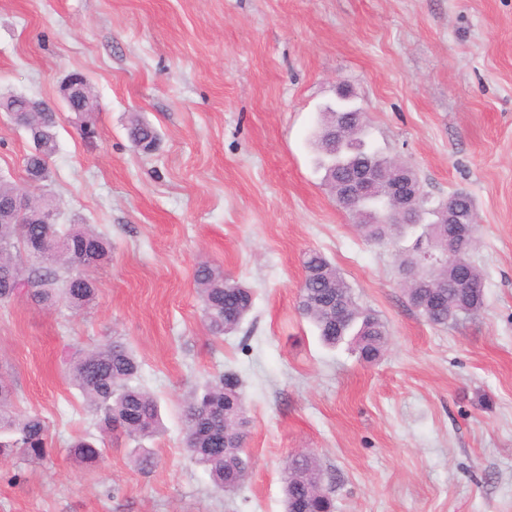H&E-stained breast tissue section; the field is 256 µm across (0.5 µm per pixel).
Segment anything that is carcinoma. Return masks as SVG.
<instances>
[{
	"label": "carcinoma",
	"instance_id": "obj_1",
	"mask_svg": "<svg viewBox=\"0 0 512 512\" xmlns=\"http://www.w3.org/2000/svg\"><path fill=\"white\" fill-rule=\"evenodd\" d=\"M361 121L354 133L355 146L331 148L322 133L316 135L318 167L324 171L325 185L336 195L345 194L349 177L367 169L385 156L372 149L365 140L369 118L359 113ZM35 139L41 141L39 153L24 158L25 173L33 169L48 170V160L56 148L55 114L39 117ZM128 137L135 148L153 150L158 145L155 129L133 115L129 119ZM383 196L352 200L348 212L355 225L371 241L415 236L409 253L398 265V271L414 267L420 258L419 245L431 240L435 259L429 275L448 280V286L405 289L410 303L430 324L445 326L461 315H473L484 304V289L461 288L470 278L483 280L473 265H460L448 258V225L438 223L441 201L422 194L420 207L428 219L420 224H407L404 217L382 202ZM46 197L30 200L32 223L12 224L0 221V303H9L24 294L32 301L52 306L60 302L72 309L89 307L96 299L97 286L93 272L105 262L108 241L83 225H75L60 233L58 225L42 224L40 218ZM370 217L371 224L362 220ZM63 242L69 264L85 266L78 280L65 275L63 258L46 254L47 247ZM305 287L300 289L297 308L317 330L323 344L335 347L351 340L360 357L371 361L385 347L389 330L378 314L358 305L349 318L336 322L328 318L327 305L334 299L356 301L353 288L336 266L321 252L310 250L303 255ZM195 285L203 303V321L213 336H224L238 330L253 309L254 291L241 281L226 276L217 267L203 263L195 271ZM140 363L129 346L114 340L98 344L73 358L68 367L70 382L80 391L86 408L98 421L99 429L112 435L123 434L141 441L156 437L162 428L156 398L133 384ZM185 447L194 462L209 475L219 492L232 493L248 477L246 464L236 448H243L249 434V419L243 385L239 376L228 370L201 391L193 393L182 405ZM49 428L38 414L19 409L16 389L0 375V454L15 452L30 461L41 460L49 453ZM70 453L80 464L97 463L104 449L93 438H80L70 446ZM285 512H333L330 492L322 486L317 458L296 466H287L284 479Z\"/></svg>",
	"mask_w": 512,
	"mask_h": 512
}]
</instances>
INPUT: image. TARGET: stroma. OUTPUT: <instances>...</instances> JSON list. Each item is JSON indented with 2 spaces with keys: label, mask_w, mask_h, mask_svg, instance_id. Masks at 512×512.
<instances>
[{
  "label": "stroma",
  "mask_w": 512,
  "mask_h": 512,
  "mask_svg": "<svg viewBox=\"0 0 512 512\" xmlns=\"http://www.w3.org/2000/svg\"><path fill=\"white\" fill-rule=\"evenodd\" d=\"M87 75L98 135L59 93ZM372 116L370 144L425 192L476 202V315L434 326L409 303L396 247L366 239L317 166L313 136L339 84ZM47 102L57 224L112 246L87 309L0 306V367L50 454L0 458V512H284L283 470L316 454L336 512H512V0H0V97ZM157 151L128 138L131 115ZM29 134L0 112V182L23 185ZM324 253L388 324L379 358L330 348L297 311L301 258ZM249 284L232 335L208 334L194 275ZM119 336L141 361L163 432L99 437L67 362ZM233 369L251 420L250 477L214 490L183 442L181 404ZM105 454L80 465L72 441Z\"/></svg>",
  "instance_id": "35a3bbf8"
}]
</instances>
